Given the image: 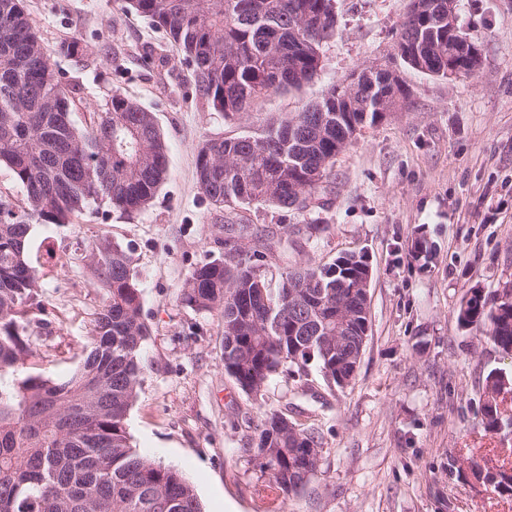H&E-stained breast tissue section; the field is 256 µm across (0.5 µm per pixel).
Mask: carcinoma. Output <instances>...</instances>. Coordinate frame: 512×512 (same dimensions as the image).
Returning a JSON list of instances; mask_svg holds the SVG:
<instances>
[{"instance_id":"1","label":"carcinoma","mask_w":512,"mask_h":512,"mask_svg":"<svg viewBox=\"0 0 512 512\" xmlns=\"http://www.w3.org/2000/svg\"><path fill=\"white\" fill-rule=\"evenodd\" d=\"M126 4L165 32L196 92L226 118H243L274 91L301 89L321 70L322 44L336 35L333 0H194L185 15L181 0ZM394 50L411 69L443 79L448 65L465 60L459 37L431 23L401 21ZM365 92L353 90V110L325 126L309 101L280 122L205 141L196 155L203 193L231 213L308 208L336 155L383 119L363 111ZM79 93L53 67L22 0H0V166L25 191L20 206L0 199V512H202L183 474L140 454L126 431L149 336L127 249L107 239L86 248L105 299L77 369L64 380L28 370L39 357L27 327L41 290L29 249L32 223L68 224L92 201L129 216L150 202L167 173L154 113L116 90L79 129L69 118ZM239 238L247 248H224L223 257L191 272L179 294L185 306L219 312L224 372L258 396L280 367L303 372L314 360L329 386L345 387L369 329L367 253L290 270L274 287L266 266L290 241L247 224ZM457 323L512 356V302L499 294L471 289ZM480 422L498 431L512 417L494 398L484 402ZM243 452L268 475L269 491L286 497L318 472L322 442L312 430H288V415L272 410ZM509 464L471 469L499 487L512 483Z\"/></svg>"}]
</instances>
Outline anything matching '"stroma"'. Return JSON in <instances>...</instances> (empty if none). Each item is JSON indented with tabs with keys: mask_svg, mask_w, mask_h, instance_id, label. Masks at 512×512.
Listing matches in <instances>:
<instances>
[{
	"mask_svg": "<svg viewBox=\"0 0 512 512\" xmlns=\"http://www.w3.org/2000/svg\"><path fill=\"white\" fill-rule=\"evenodd\" d=\"M24 4L54 66L80 87L73 123L120 90L154 113L168 158L164 183L132 217L91 206L68 224L33 225L42 292L27 333L38 369L57 379L77 368L57 348L79 350L103 305L85 250L107 239L133 255L149 328L126 430L133 447L194 484L205 512H512V491L471 470L472 461L494 467L512 454V435L478 423L488 375L512 376V359L456 320L471 289L512 284V0H458L483 65L448 80L395 55L407 0H335L337 33L321 50L319 75L302 91L270 94L241 119L200 98L182 53L121 0ZM72 39L80 55H60ZM374 62L399 72L405 106L356 135L307 209L244 212L252 227L296 242L267 268L275 282L300 265L367 252L369 329L357 373L331 391L312 364L303 376L277 375L260 397L246 395L224 372L219 314L178 298L191 271L222 256L237 233L197 183V151L299 111ZM418 238L428 252H415ZM273 409L315 429L323 448L318 473L285 499L266 491L243 452Z\"/></svg>",
	"mask_w": 512,
	"mask_h": 512,
	"instance_id": "obj_1",
	"label": "stroma"
}]
</instances>
